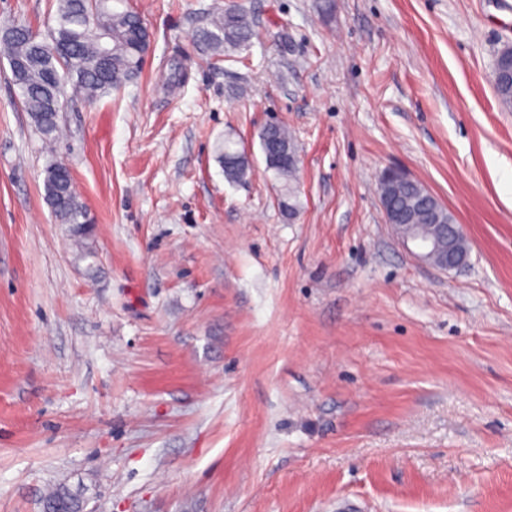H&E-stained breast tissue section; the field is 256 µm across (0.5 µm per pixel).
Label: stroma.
Here are the masks:
<instances>
[{
    "label": "stroma",
    "mask_w": 512,
    "mask_h": 512,
    "mask_svg": "<svg viewBox=\"0 0 512 512\" xmlns=\"http://www.w3.org/2000/svg\"><path fill=\"white\" fill-rule=\"evenodd\" d=\"M130 3L140 77L66 92L52 143L0 60V512L59 482L90 512H512V0ZM234 5L258 39L201 58L197 26ZM56 8L0 0V29ZM50 162L90 223L55 218ZM389 168L455 214L465 266L393 234ZM260 144L262 151L269 152L276 159V166L272 170L275 177L282 183V194L280 206L289 214L294 213L300 206V200L295 186L297 156L288 154L284 155V159L289 161H281L279 155L283 150L294 152L295 146L292 138L288 134V130L280 125L266 126L260 134ZM219 158L224 165V176L229 181H238L242 179L247 172L248 166L246 158L242 153L233 148V142L225 141L220 148ZM226 159H234L228 162Z\"/></svg>",
    "instance_id": "1"
}]
</instances>
